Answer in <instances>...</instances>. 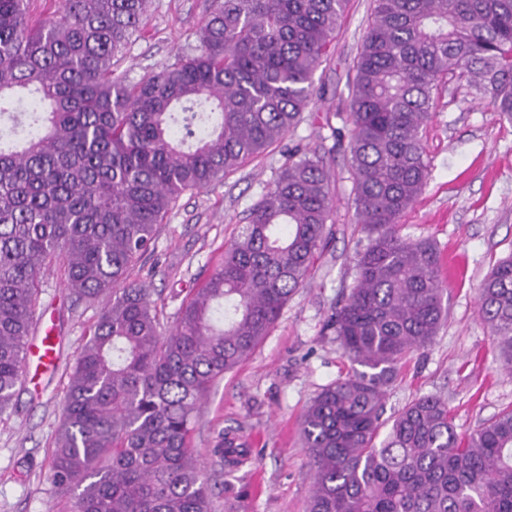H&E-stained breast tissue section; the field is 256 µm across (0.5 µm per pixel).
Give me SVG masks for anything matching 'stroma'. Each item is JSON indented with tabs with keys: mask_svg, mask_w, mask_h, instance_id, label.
Here are the masks:
<instances>
[{
	"mask_svg": "<svg viewBox=\"0 0 512 512\" xmlns=\"http://www.w3.org/2000/svg\"><path fill=\"white\" fill-rule=\"evenodd\" d=\"M208 6L209 0H150L146 28L118 61V72L135 82L173 63L194 44ZM373 8V0H349L340 32L314 75L325 94L293 141L315 145L327 120L343 126L354 60ZM424 143L429 179L402 216L400 233L437 243L447 319L433 342L403 366L385 413L433 394L466 430L512 407V375L501 370L478 317L485 276L512 254V124L469 94L465 82L447 79L433 94ZM286 157V144L268 148L221 183L183 194L159 225L129 280L151 288L163 328L173 325L189 291L222 262ZM330 167L335 196L328 250L264 340L213 385L192 433L191 446L201 453L219 429L248 451L239 467L208 462L217 512L307 510L313 468L300 440L301 419L312 398L351 368L326 323L354 282V257L365 243L353 218L347 153L337 152ZM103 306L75 300L64 286L62 262L41 270L30 334L54 327L57 358L46 367L28 355L12 404L0 414V512H69L68 497L50 480L51 455L74 360Z\"/></svg>",
	"mask_w": 512,
	"mask_h": 512,
	"instance_id": "obj_1",
	"label": "stroma"
}]
</instances>
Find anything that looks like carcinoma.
I'll return each instance as SVG.
<instances>
[{
    "instance_id": "carcinoma-1",
    "label": "carcinoma",
    "mask_w": 512,
    "mask_h": 512,
    "mask_svg": "<svg viewBox=\"0 0 512 512\" xmlns=\"http://www.w3.org/2000/svg\"><path fill=\"white\" fill-rule=\"evenodd\" d=\"M150 0H0V413L21 380L39 273L60 259L80 299L110 297L69 378L51 481L71 512H214L190 448L202 401L269 334L329 242L332 175L350 154L355 283L330 318L354 365L302 420L314 466L307 512H512V409L458 431L422 396L388 419L399 365L444 319L442 258L400 235L426 186L422 142L433 91L451 74L512 122V0H374L346 126L296 144L224 261L169 332L133 264L185 192L207 188L289 137L348 0H211L197 44L136 82L115 61ZM501 367L512 373V256L479 294ZM210 455L246 454L219 430Z\"/></svg>"
}]
</instances>
